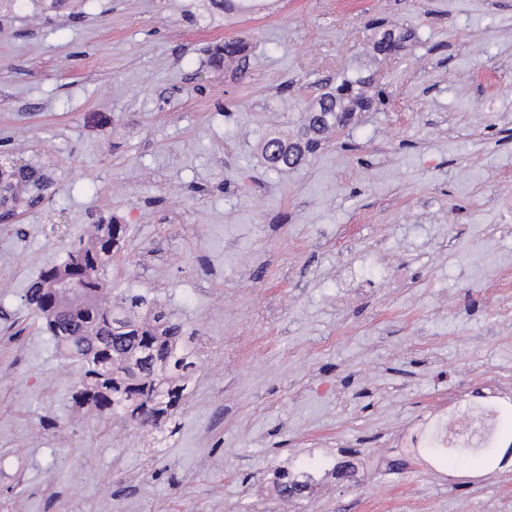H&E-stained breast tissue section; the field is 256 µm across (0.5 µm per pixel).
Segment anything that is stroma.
<instances>
[{
	"label": "stroma",
	"mask_w": 512,
	"mask_h": 512,
	"mask_svg": "<svg viewBox=\"0 0 512 512\" xmlns=\"http://www.w3.org/2000/svg\"><path fill=\"white\" fill-rule=\"evenodd\" d=\"M409 39L375 52L384 31ZM242 40L219 69L210 49ZM384 106L270 171L317 89ZM317 89H309V82ZM43 170L0 223V512H512V462H419L402 432L512 393V0H21L0 13V151ZM106 272L185 323L198 368L165 446L75 408L79 362L24 306L97 218ZM310 483V473L305 470L293 473L288 469H282L277 473L278 492L286 502L290 498L302 496Z\"/></svg>",
	"instance_id": "1"
}]
</instances>
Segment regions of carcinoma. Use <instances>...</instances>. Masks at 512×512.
<instances>
[{
    "mask_svg": "<svg viewBox=\"0 0 512 512\" xmlns=\"http://www.w3.org/2000/svg\"><path fill=\"white\" fill-rule=\"evenodd\" d=\"M245 46L236 39L210 50V64L243 57ZM363 80L341 82L334 92L320 95L304 116L309 138L300 144L298 159L288 156V140L272 136L263 144L268 166L282 170L298 164L312 152L320 134L332 125L344 126L353 112L371 107L374 98L356 90ZM0 184L6 187L33 186L47 191L52 183L37 170L0 168ZM124 234L121 224H97L92 238L70 241L60 259L46 266L25 289L24 306L44 322L60 354L83 364L73 401L91 408L106 422L120 418L143 429L164 434L183 399L196 363L183 338V324L163 310L148 304L134 292L102 300L107 282L105 269L117 255ZM59 276L80 284L79 293L64 306L53 302L45 285ZM310 473L282 469L277 473L279 495L288 500L303 495Z\"/></svg>",
    "mask_w": 512,
    "mask_h": 512,
    "instance_id": "carcinoma-1",
    "label": "carcinoma"
}]
</instances>
